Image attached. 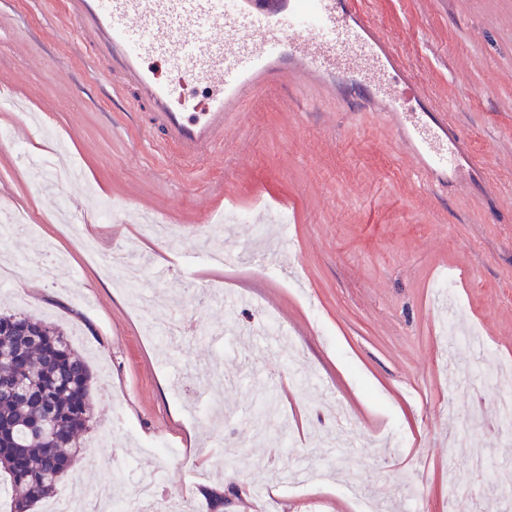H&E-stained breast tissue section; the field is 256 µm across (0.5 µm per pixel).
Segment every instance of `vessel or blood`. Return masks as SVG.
Wrapping results in <instances>:
<instances>
[{"label":"vessel or blood","instance_id":"vessel-or-blood-1","mask_svg":"<svg viewBox=\"0 0 512 512\" xmlns=\"http://www.w3.org/2000/svg\"><path fill=\"white\" fill-rule=\"evenodd\" d=\"M60 9L76 44L131 91V107L146 108L148 131L181 162L212 158L230 113L270 88L340 92L352 111L381 113L431 184L469 152L445 103L356 0H60ZM161 64L176 80H160Z\"/></svg>","mask_w":512,"mask_h":512}]
</instances>
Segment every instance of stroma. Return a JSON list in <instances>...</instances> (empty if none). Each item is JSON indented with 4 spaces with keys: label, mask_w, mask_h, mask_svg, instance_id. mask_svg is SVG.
<instances>
[{
    "label": "stroma",
    "mask_w": 512,
    "mask_h": 512,
    "mask_svg": "<svg viewBox=\"0 0 512 512\" xmlns=\"http://www.w3.org/2000/svg\"><path fill=\"white\" fill-rule=\"evenodd\" d=\"M359 2L467 134L474 159L457 191L416 177L378 113L278 89L244 99L211 160L179 162L60 35L59 0H0V84L48 128L40 148L65 139L64 162L85 174L48 196L43 172L0 154V200L35 224L0 254L50 245L78 276L70 290L24 269L18 295L0 291V311L52 321L92 372L82 463L56 495L87 481L121 503L150 467L166 510L185 497L200 512H259L275 490L284 512H512L499 494L512 428L498 404L512 393V0ZM90 187L113 207L89 230L91 254L50 220L61 203L85 210ZM227 210L248 222H220ZM280 213L292 219L284 234ZM219 244L241 258L203 261ZM117 248L142 266L157 322L183 316L184 340L146 336L114 285ZM446 277L466 344L438 322ZM230 297L241 329L272 312L290 348L227 335ZM274 400L282 420L261 418ZM157 440L178 457L146 456ZM232 457L244 468H225ZM306 460L335 472L283 484L282 467Z\"/></svg>",
    "instance_id": "35a3bbf8"
}]
</instances>
